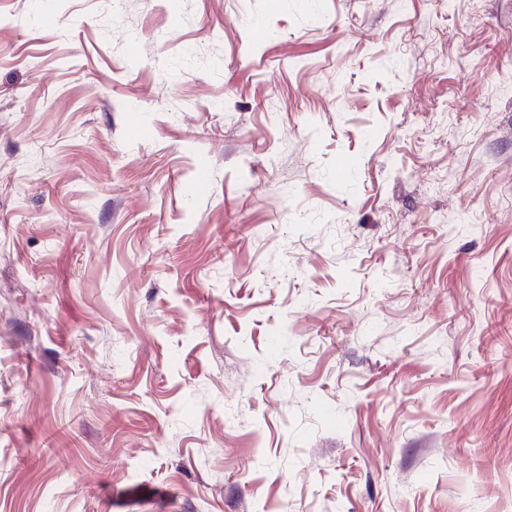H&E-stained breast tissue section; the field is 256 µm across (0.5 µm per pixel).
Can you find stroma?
Segmentation results:
<instances>
[{
  "label": "stroma",
  "mask_w": 512,
  "mask_h": 512,
  "mask_svg": "<svg viewBox=\"0 0 512 512\" xmlns=\"http://www.w3.org/2000/svg\"><path fill=\"white\" fill-rule=\"evenodd\" d=\"M0 512H512V0H0Z\"/></svg>",
  "instance_id": "obj_1"
}]
</instances>
